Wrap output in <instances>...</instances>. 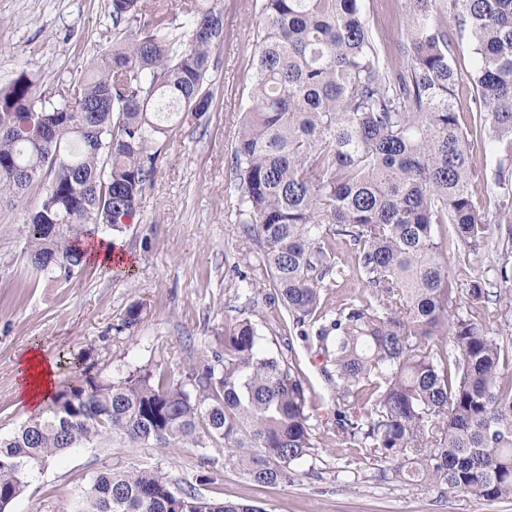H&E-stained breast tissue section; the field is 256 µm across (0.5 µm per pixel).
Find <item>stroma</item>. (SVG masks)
<instances>
[{"instance_id":"stroma-1","label":"stroma","mask_w":512,"mask_h":512,"mask_svg":"<svg viewBox=\"0 0 512 512\" xmlns=\"http://www.w3.org/2000/svg\"><path fill=\"white\" fill-rule=\"evenodd\" d=\"M224 41L212 50V103L202 118L173 127L156 147L158 159L140 215L115 234L129 257L127 273L90 263L69 280L34 275L23 255L22 225L39 194L26 204H0V436L30 414L15 394L16 365L39 345L69 376L67 351L91 352L103 379L136 369L184 379L191 366L223 351L224 330L250 318L267 347L292 346L308 386L317 434L327 432L330 390L315 344L303 340L291 318L270 304L269 277L247 252L234 196L232 148L251 104L249 87L259 19L255 0H221ZM375 39L388 56L404 37L400 0H361ZM115 38L108 0H0V84L28 71L42 80H66L87 70ZM443 256L458 272L492 275L496 254H468L453 232L441 236ZM139 320L122 322L131 306ZM199 450L187 443L164 449L94 445L66 451L36 474L9 512H73L92 476L116 464L157 465L177 480L200 471ZM335 453L298 465L295 483L265 488L232 471H218L202 493L247 500L267 512H512V501L487 502L467 493L440 494L418 486L377 481L376 465L361 463L357 483L340 476Z\"/></svg>"}]
</instances>
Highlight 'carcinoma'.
I'll return each instance as SVG.
<instances>
[{
  "instance_id": "carcinoma-1",
  "label": "carcinoma",
  "mask_w": 512,
  "mask_h": 512,
  "mask_svg": "<svg viewBox=\"0 0 512 512\" xmlns=\"http://www.w3.org/2000/svg\"><path fill=\"white\" fill-rule=\"evenodd\" d=\"M396 63L373 37L361 0H260L262 35L250 99L233 148L236 221L271 299L313 338L332 395L325 442L307 414L290 357L262 347L257 325L224 331V354L187 379L139 369L99 377L83 352L39 417L0 436V512L65 450L104 439L124 448L205 450L201 464L267 487L330 448L346 477L379 478L512 500V291L470 277L460 303L438 237L447 225L478 254L498 239L496 278L512 280V0H403ZM116 40L66 83L22 70L0 87V203L40 188L23 225L29 266L70 278L85 239L122 231L155 174L157 140L180 114L208 112L212 48L224 42L220 0H190L187 30L167 0H109ZM469 36L473 68L453 64V32ZM474 90L482 148L505 147L478 204L473 140L456 89ZM354 253L360 293L327 307ZM495 298L496 307L488 306ZM308 326L314 334L303 330ZM221 445L219 456L206 453ZM157 466L96 473L74 512H265L213 500Z\"/></svg>"
}]
</instances>
